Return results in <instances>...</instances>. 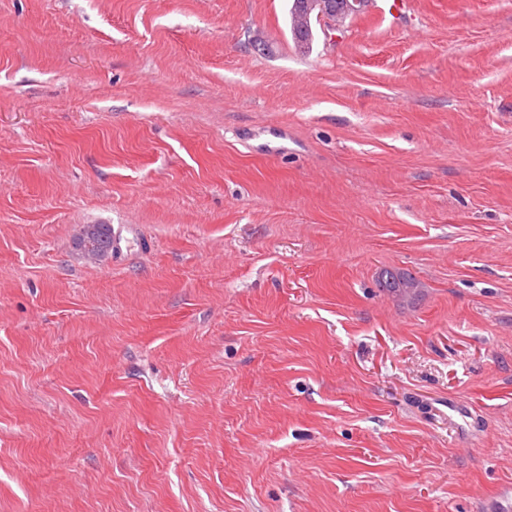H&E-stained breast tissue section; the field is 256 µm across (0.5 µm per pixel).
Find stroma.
I'll return each mask as SVG.
<instances>
[{"mask_svg":"<svg viewBox=\"0 0 512 512\" xmlns=\"http://www.w3.org/2000/svg\"><path fill=\"white\" fill-rule=\"evenodd\" d=\"M290 7L0 0V512L512 497V0ZM341 1L343 0H333L336 8L339 7ZM367 2V0H345L344 12L336 10L331 0L305 2L298 4V8L295 11L296 22L301 29L305 30L306 22L309 21L311 13L316 12V17L320 21L323 31L326 33L330 31L327 35L331 38H336L333 32H341L346 20L362 13ZM89 230H92L98 243V246L93 249H86L83 245L84 236ZM79 246L82 255L90 261H100L109 257L112 255V226L109 224H87L81 233Z\"/></svg>","mask_w":512,"mask_h":512,"instance_id":"stroma-1","label":"stroma"}]
</instances>
